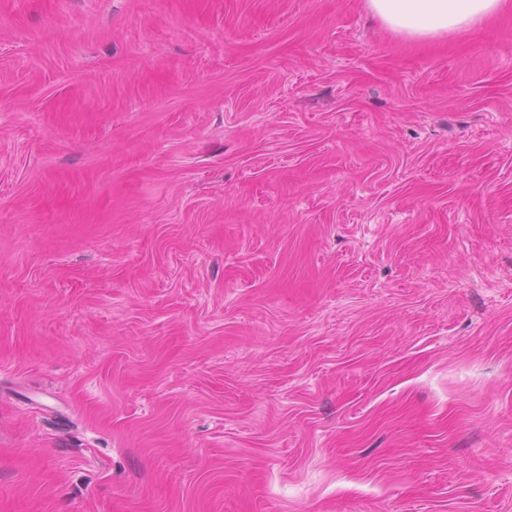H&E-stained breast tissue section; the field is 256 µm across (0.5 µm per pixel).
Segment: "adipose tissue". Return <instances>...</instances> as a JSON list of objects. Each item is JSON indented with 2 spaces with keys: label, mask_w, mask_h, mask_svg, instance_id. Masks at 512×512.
I'll return each instance as SVG.
<instances>
[{
  "label": "adipose tissue",
  "mask_w": 512,
  "mask_h": 512,
  "mask_svg": "<svg viewBox=\"0 0 512 512\" xmlns=\"http://www.w3.org/2000/svg\"><path fill=\"white\" fill-rule=\"evenodd\" d=\"M503 0H367L390 29L412 37L458 32L494 14Z\"/></svg>",
  "instance_id": "ef3b65f1"
}]
</instances>
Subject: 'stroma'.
Segmentation results:
<instances>
[{"instance_id":"stroma-1","label":"stroma","mask_w":512,"mask_h":512,"mask_svg":"<svg viewBox=\"0 0 512 512\" xmlns=\"http://www.w3.org/2000/svg\"><path fill=\"white\" fill-rule=\"evenodd\" d=\"M0 512H512V7L0 0ZM504 0H367L390 29L412 37L465 30L494 14Z\"/></svg>"}]
</instances>
